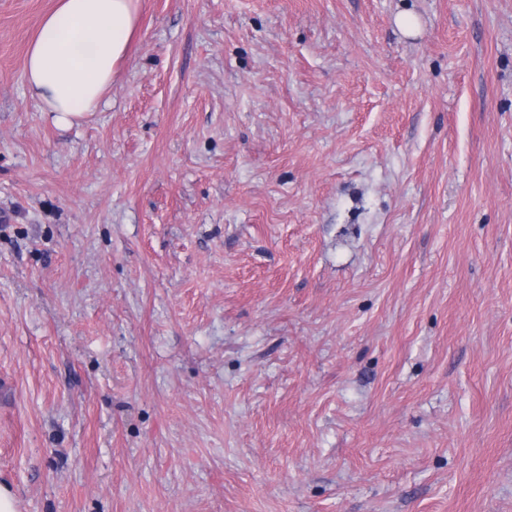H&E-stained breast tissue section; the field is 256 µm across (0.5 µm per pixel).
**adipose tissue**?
<instances>
[{
    "label": "adipose tissue",
    "mask_w": 512,
    "mask_h": 512,
    "mask_svg": "<svg viewBox=\"0 0 512 512\" xmlns=\"http://www.w3.org/2000/svg\"><path fill=\"white\" fill-rule=\"evenodd\" d=\"M137 0H57L25 59L28 88L56 125L96 111L126 61Z\"/></svg>",
    "instance_id": "1"
}]
</instances>
